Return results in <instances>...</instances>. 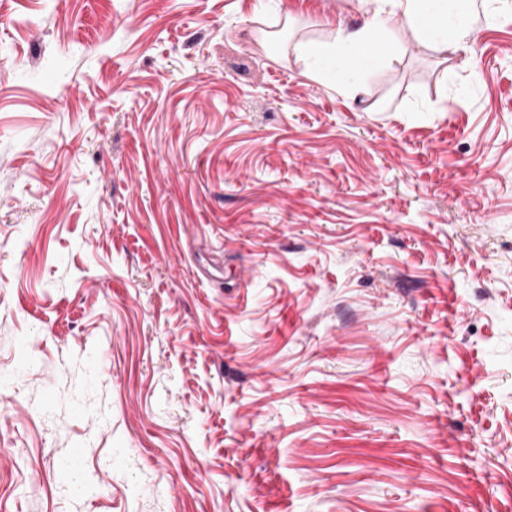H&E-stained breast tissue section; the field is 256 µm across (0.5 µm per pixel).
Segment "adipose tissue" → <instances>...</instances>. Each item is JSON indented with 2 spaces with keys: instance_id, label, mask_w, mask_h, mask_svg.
Listing matches in <instances>:
<instances>
[{
  "instance_id": "adipose-tissue-1",
  "label": "adipose tissue",
  "mask_w": 512,
  "mask_h": 512,
  "mask_svg": "<svg viewBox=\"0 0 512 512\" xmlns=\"http://www.w3.org/2000/svg\"><path fill=\"white\" fill-rule=\"evenodd\" d=\"M472 0H360L361 24L336 26L330 39L309 40L298 57L315 79L332 82L349 96L360 77L398 50L397 32L409 29L417 42L444 54L465 47L474 33Z\"/></svg>"
}]
</instances>
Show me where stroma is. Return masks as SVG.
Returning a JSON list of instances; mask_svg holds the SVG:
<instances>
[{"label": "stroma", "mask_w": 512, "mask_h": 512, "mask_svg": "<svg viewBox=\"0 0 512 512\" xmlns=\"http://www.w3.org/2000/svg\"><path fill=\"white\" fill-rule=\"evenodd\" d=\"M330 18L9 0L0 512H512V11L351 98Z\"/></svg>", "instance_id": "1"}]
</instances>
